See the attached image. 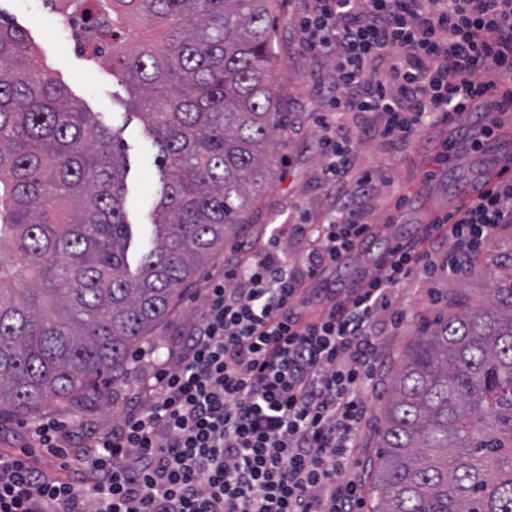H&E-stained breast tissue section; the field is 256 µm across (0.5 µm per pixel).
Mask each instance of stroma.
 I'll list each match as a JSON object with an SVG mask.
<instances>
[{"instance_id":"obj_1","label":"stroma","mask_w":512,"mask_h":512,"mask_svg":"<svg viewBox=\"0 0 512 512\" xmlns=\"http://www.w3.org/2000/svg\"><path fill=\"white\" fill-rule=\"evenodd\" d=\"M301 8V0H278L275 9L272 82L288 102V122L284 142L271 156L260 220L248 227L249 235L261 243L266 242L273 225L294 224L303 215L316 224L336 205L322 178L324 161L318 147L321 131L313 119L323 99L333 93L327 79L330 63L298 46L293 24ZM0 17L26 31L40 48L45 66L60 78L85 111L120 131L126 146L128 220L133 224L147 223L163 183L154 164L157 149L153 138L142 118L131 113L126 86L113 77L110 66L88 60L56 33L51 23L53 13L44 0H0ZM377 123L374 116L355 119L353 155L359 169L376 171L380 178L378 197L369 207L374 211L372 220L384 246L404 243L429 253L438 262L461 257V246L449 242L447 234L422 239L421 226L447 210L450 192L480 187V173L494 165L492 153H471L467 138L459 137L458 163L441 169L430 181L426 178L427 169L448 139L447 123L440 121L424 127L404 144L363 135V127ZM223 262V255H216L211 265L198 272L166 316L153 325L152 339L172 340L199 314L207 280ZM490 285L489 278L470 275L464 268L454 275L438 270L425 273L408 288L397 290L395 302L406 318L401 328L390 330L384 339L383 381H390V368L405 351L420 322L444 308L448 293L462 292L480 299ZM128 399L127 385L107 382L87 390L75 404L46 405L24 414L2 413L0 452L22 451L29 443L31 425L38 420L77 418L87 422L94 433L110 431Z\"/></svg>"}]
</instances>
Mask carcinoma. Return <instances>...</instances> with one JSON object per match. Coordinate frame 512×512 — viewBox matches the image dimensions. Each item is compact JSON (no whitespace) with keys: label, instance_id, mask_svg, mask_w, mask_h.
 <instances>
[{"label":"carcinoma","instance_id":"carcinoma-1","mask_svg":"<svg viewBox=\"0 0 512 512\" xmlns=\"http://www.w3.org/2000/svg\"><path fill=\"white\" fill-rule=\"evenodd\" d=\"M82 15L132 92L163 178L144 237L119 133L82 111L0 17V408L75 401L131 355L183 287L260 215L276 0H46ZM487 303L424 322L394 369L369 512H512V246Z\"/></svg>","mask_w":512,"mask_h":512}]
</instances>
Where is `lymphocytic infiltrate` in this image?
I'll use <instances>...</instances> for the list:
<instances>
[{
  "mask_svg": "<svg viewBox=\"0 0 512 512\" xmlns=\"http://www.w3.org/2000/svg\"><path fill=\"white\" fill-rule=\"evenodd\" d=\"M299 46L332 63L336 93L315 114L323 178L336 206L319 224H280L242 243L179 345L133 361L137 404L111 433L71 448L78 420L34 424V447L75 456L76 476L0 454V512H360L355 455L379 387L381 338L395 292L429 255L391 251L383 275L346 292L315 282L361 247L373 172H352L346 115L382 113L378 134L404 142L486 87L512 84V0H306ZM512 223V183L479 191L450 237L472 261Z\"/></svg>",
  "mask_w": 512,
  "mask_h": 512,
  "instance_id": "1",
  "label": "lymphocytic infiltrate"
}]
</instances>
